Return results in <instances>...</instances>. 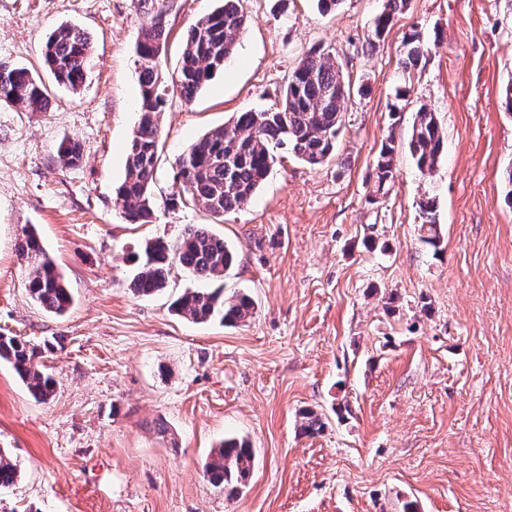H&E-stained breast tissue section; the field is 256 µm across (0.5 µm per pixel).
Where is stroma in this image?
I'll list each match as a JSON object with an SVG mask.
<instances>
[{
	"label": "stroma",
	"instance_id": "stroma-1",
	"mask_svg": "<svg viewBox=\"0 0 512 512\" xmlns=\"http://www.w3.org/2000/svg\"><path fill=\"white\" fill-rule=\"evenodd\" d=\"M385 0H243L248 22L223 71L160 119L157 218L129 224L115 190L139 96L135 45L161 22L163 80L186 33L218 0H0V62L46 84L50 107L0 105V335L34 345L56 380L39 401L0 362V448L19 471L7 512H512V0H407L375 46ZM63 21L89 35L84 87L59 86L41 51ZM417 35L418 65L402 70ZM354 94L336 157L313 169L281 154L250 203L223 221L170 210L180 155L238 112L272 107L310 50ZM444 152L421 174L405 148L373 193L388 133L420 106ZM82 146L77 166L58 147ZM436 201L441 243L420 242L417 202ZM207 224L237 254L223 276L173 266L150 297L129 289L145 241ZM35 229L73 303L61 316L28 291L18 244ZM251 295L247 324L195 323L185 291ZM314 410L325 426L301 431ZM256 451L248 485H211L202 464L226 438Z\"/></svg>",
	"mask_w": 512,
	"mask_h": 512
}]
</instances>
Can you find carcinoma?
I'll list each match as a JSON object with an SVG mask.
<instances>
[{"label":"carcinoma","instance_id":"obj_1","mask_svg":"<svg viewBox=\"0 0 512 512\" xmlns=\"http://www.w3.org/2000/svg\"><path fill=\"white\" fill-rule=\"evenodd\" d=\"M406 0H385L367 43L375 44L388 31L394 15ZM247 23L242 0H223L220 7L198 18L188 30L178 79L168 86L158 73L157 59L166 43L159 24L145 28L136 46L140 65L138 119L127 147L126 177L118 186L123 200V218L130 224H151L156 219L153 186L158 160L159 114L171 93L189 103L234 53L236 38ZM423 49L416 36L405 42L400 65L408 70L417 65ZM45 65L57 83L80 89L91 67L90 39L77 25L59 24L43 48ZM352 86L342 68L329 57L310 52L291 72L282 101L267 110L237 113L230 125L213 129L183 154L176 174L179 192L170 197L169 207L195 205L216 218L245 207L262 186L275 163V151L286 149L297 160L319 167L336 155V140L344 126ZM0 104L19 105L30 112H44L49 99L46 88L23 67L0 64ZM405 147L418 170L432 172L443 153V135L434 113L416 112ZM393 135H388L376 161L374 193L384 195L393 181ZM60 163L75 166L81 160L76 142L62 143ZM421 241L433 248L440 245L435 203L419 201ZM28 271L31 297L47 312L62 315L71 303L69 289L54 260L46 253L34 230L25 232L18 247ZM236 261L224 238L206 224H187L174 243L147 242L132 258L130 290L150 296L165 288L170 269L179 263L202 279L217 278ZM178 315L195 323L218 319L227 325L245 323L253 317L255 302L245 293L229 298L223 291H186L172 304ZM36 351L16 336L0 335V360L10 363L37 399L54 393L52 377L33 364ZM255 465V452L244 439L222 441L203 463L204 477L216 487L236 493L246 485ZM17 465L0 450V488L13 485Z\"/></svg>","mask_w":512,"mask_h":512}]
</instances>
